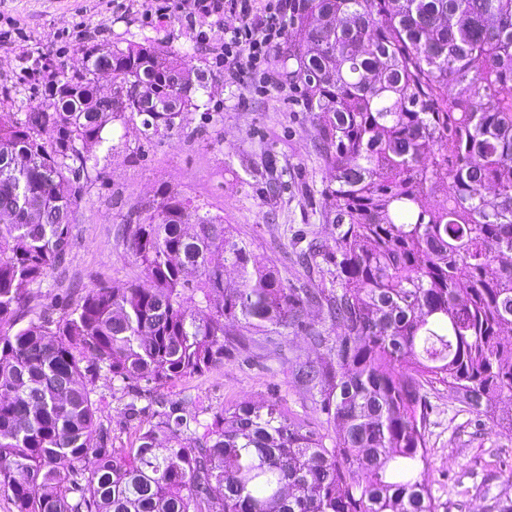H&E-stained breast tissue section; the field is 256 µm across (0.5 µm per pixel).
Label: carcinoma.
<instances>
[{"label":"carcinoma","mask_w":512,"mask_h":512,"mask_svg":"<svg viewBox=\"0 0 512 512\" xmlns=\"http://www.w3.org/2000/svg\"><path fill=\"white\" fill-rule=\"evenodd\" d=\"M297 2L282 65L332 170L330 289L285 287L223 217L169 192L129 229L140 278L24 321L69 252L90 149L116 121L147 138L174 129L206 75L131 42L54 68L35 104L0 80V496L13 512H437L423 387L512 429V0ZM309 303L340 327L311 329L326 357L296 369L332 445L276 403L209 421L162 399L137 407L222 363L243 343L228 325L285 332ZM101 379L145 383L125 404L151 411L137 446L112 447Z\"/></svg>","instance_id":"obj_1"}]
</instances>
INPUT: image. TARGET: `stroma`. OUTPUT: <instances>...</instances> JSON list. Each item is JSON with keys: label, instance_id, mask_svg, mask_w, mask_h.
<instances>
[{"label": "stroma", "instance_id": "obj_1", "mask_svg": "<svg viewBox=\"0 0 512 512\" xmlns=\"http://www.w3.org/2000/svg\"><path fill=\"white\" fill-rule=\"evenodd\" d=\"M152 6L153 0H0V56L8 58L0 71L12 78L20 100L45 94L33 62L73 65L87 48L107 42L168 45L189 52L194 68L208 73L199 110L170 133L148 139L140 124L114 122L110 149L96 151L99 179L71 228V249L33 290L29 317L45 310L61 314L94 285L134 281L140 270L125 251L130 217L166 190L222 215L286 287L331 285L322 255L306 266L296 260L297 249L309 244L334 245V228L323 218L333 204L324 193L331 171L317 147L313 113L294 101L277 59L268 64L269 84L225 67L224 32L238 25L237 16L214 15L191 29L176 8L146 18ZM273 182L281 184L279 193L270 192ZM313 327L336 333L325 310L308 307L303 326L287 337L248 332L245 344L228 347L223 363L165 386L161 395L187 414L275 401L308 429L335 437L318 393L294 377L299 363L322 355L309 340ZM423 394L429 485L438 512H471L475 503L481 512H496L498 499L512 497V431L490 428L447 386H427ZM97 397L114 447L134 446L139 422L124 413L125 387L99 383Z\"/></svg>", "mask_w": 512, "mask_h": 512}]
</instances>
